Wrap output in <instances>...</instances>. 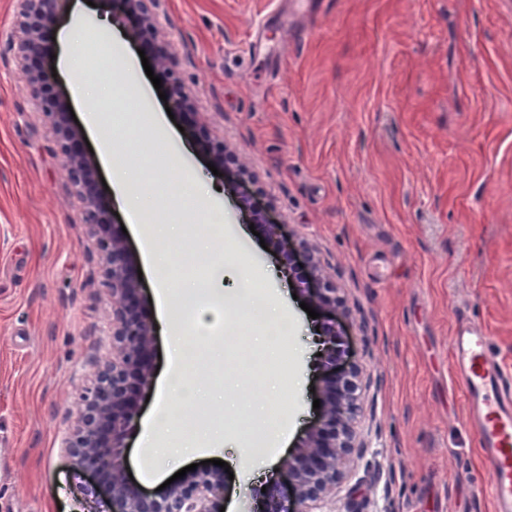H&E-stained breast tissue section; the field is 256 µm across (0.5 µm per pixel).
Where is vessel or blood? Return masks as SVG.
<instances>
[{
	"label": "vessel or blood",
	"instance_id": "obj_1",
	"mask_svg": "<svg viewBox=\"0 0 512 512\" xmlns=\"http://www.w3.org/2000/svg\"><path fill=\"white\" fill-rule=\"evenodd\" d=\"M448 352L453 385L486 460L469 482L492 512H512V373L498 362L486 330L470 321L456 324Z\"/></svg>",
	"mask_w": 512,
	"mask_h": 512
}]
</instances>
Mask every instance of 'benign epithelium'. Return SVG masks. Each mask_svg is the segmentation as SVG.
Segmentation results:
<instances>
[{"instance_id": "7a95c632", "label": "benign epithelium", "mask_w": 512, "mask_h": 512, "mask_svg": "<svg viewBox=\"0 0 512 512\" xmlns=\"http://www.w3.org/2000/svg\"><path fill=\"white\" fill-rule=\"evenodd\" d=\"M19 50L22 76L40 98L57 138L63 167L83 202L82 223L96 238L103 265V286L112 317V356L97 369L80 394L79 416L65 440L64 451L75 470L98 478L94 496L106 499L109 512H216L227 490L224 470L202 467L160 491H144L128 479L123 450L139 401L153 372L154 329L141 302V281L125 238L109 223L98 195L92 191L96 166L85 151L81 131L56 100L42 94L46 72L38 67L46 52L44 34L57 24L62 0H22ZM158 0H112L131 21L129 36L152 51L155 64L168 83L172 107L192 113L194 104L180 77L170 68L167 46L156 40ZM310 268L308 298L321 309L341 304L336 281L303 247ZM323 369V408L297 453L288 460L287 480L276 481L263 493L264 512H320L336 499L344 470L364 448L357 441L356 413L361 380L353 364L336 365L339 337L333 325L319 334Z\"/></svg>"}]
</instances>
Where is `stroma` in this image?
I'll use <instances>...</instances> for the list:
<instances>
[{"instance_id": "35a3bbf8", "label": "stroma", "mask_w": 512, "mask_h": 512, "mask_svg": "<svg viewBox=\"0 0 512 512\" xmlns=\"http://www.w3.org/2000/svg\"><path fill=\"white\" fill-rule=\"evenodd\" d=\"M159 36L195 111L155 156V177L185 170L224 193L228 244L187 254L239 264L276 293L288 323V374L197 376L216 395L220 459L234 474L225 512L259 507L311 425L321 388L317 322L301 307L302 242L336 279L346 356L360 372L366 443L341 481L336 512H491L466 479L482 466L448 380L449 336L482 324L512 370V0H158ZM18 0H0V512H84L61 440L77 394L111 342L96 241L10 38ZM45 92L72 107L93 156L94 188L125 225L135 260L147 243L103 181L105 147L87 91L47 40ZM208 130L209 139L194 132ZM223 142L221 175L208 167ZM243 179H236L238 169ZM283 227L264 247L251 223ZM233 386L240 403L218 397ZM288 386V441L241 459L236 419L258 418Z\"/></svg>"}]
</instances>
